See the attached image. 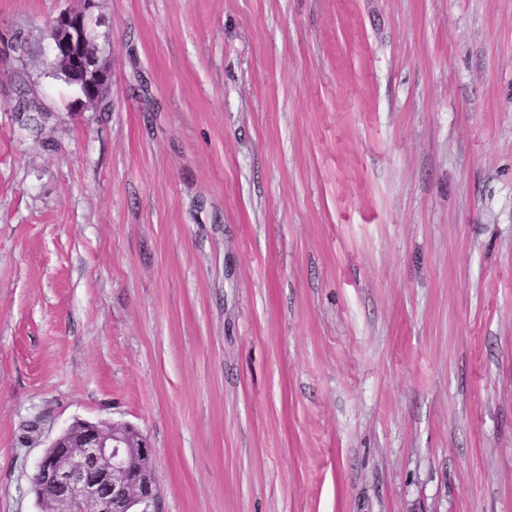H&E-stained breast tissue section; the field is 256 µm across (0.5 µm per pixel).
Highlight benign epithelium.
<instances>
[{
  "label": "benign epithelium",
  "mask_w": 512,
  "mask_h": 512,
  "mask_svg": "<svg viewBox=\"0 0 512 512\" xmlns=\"http://www.w3.org/2000/svg\"><path fill=\"white\" fill-rule=\"evenodd\" d=\"M90 12H61L49 29L54 61L97 68ZM147 437L130 424L78 419L38 459L32 481L42 512H160Z\"/></svg>",
  "instance_id": "7a95c632"
}]
</instances>
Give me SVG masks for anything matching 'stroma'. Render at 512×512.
I'll return each instance as SVG.
<instances>
[{"label": "stroma", "mask_w": 512, "mask_h": 512, "mask_svg": "<svg viewBox=\"0 0 512 512\" xmlns=\"http://www.w3.org/2000/svg\"><path fill=\"white\" fill-rule=\"evenodd\" d=\"M87 5L102 112L50 66ZM18 34L0 512L77 419L150 438L161 512H512V0H0ZM21 102L22 109L18 112L22 126L27 127L32 124L38 127L49 118V114L44 112L33 98L23 97Z\"/></svg>", "instance_id": "obj_1"}]
</instances>
